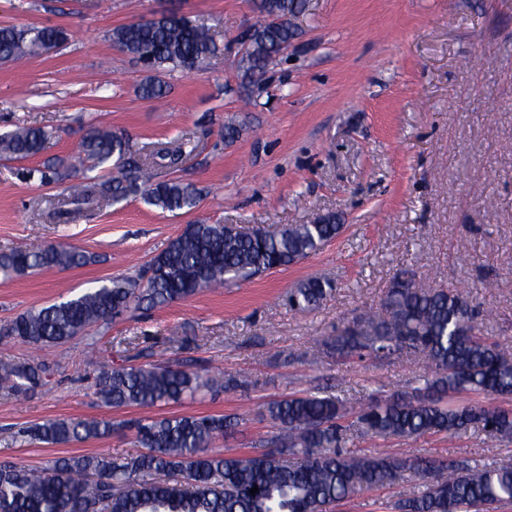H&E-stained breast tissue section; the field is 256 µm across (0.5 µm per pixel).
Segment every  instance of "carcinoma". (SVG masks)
<instances>
[{"label":"carcinoma","mask_w":512,"mask_h":512,"mask_svg":"<svg viewBox=\"0 0 512 512\" xmlns=\"http://www.w3.org/2000/svg\"><path fill=\"white\" fill-rule=\"evenodd\" d=\"M262 16L247 36L240 59L252 87L282 50L296 39L291 17L301 0H257ZM57 46L67 33L56 26L0 27V61H20L43 52L46 40ZM112 41L134 59L148 60L157 77L141 87L143 96L161 98L159 76L203 64L219 47L209 27L176 15L135 21L113 29ZM53 130L18 127L0 135V157L24 160L39 154ZM92 170L110 161L121 176L100 185L119 201L141 193L163 212L193 210L200 192L178 179L153 180L159 167L178 165L184 145L160 147L152 162L132 159L121 134L100 128L82 143ZM65 161L45 166L46 184L64 179ZM342 229L333 214L313 224H290L277 234L231 232L225 224H188L155 256L144 275L116 277L66 301L17 316L0 327V342L17 340L50 346L96 324H108L143 305L162 308L203 289L249 280L303 259L335 239ZM91 257L63 245L33 246L0 254V273L24 275L36 269L84 266ZM333 291L332 283L308 279L288 294L289 309L305 312ZM321 353L349 362L423 356L426 395L407 392L376 398L348 409V400L318 393L289 395L267 403L270 420L287 436L266 440L251 456H226L213 442L237 424L226 415L141 417L114 423L106 418L54 419L28 435L46 444L104 438L134 431L143 451L133 456L73 455L48 470L0 462V512H330L351 494L393 483L413 472L422 490L394 504L397 512H486L512 503V466L471 468L463 462L407 460L385 454L352 455L345 445L354 436L378 438L455 434L480 429L512 438V411L491 403H456L453 395H512V345L485 333L467 288L448 289L423 282L413 273L396 275L379 309L354 327L336 329L319 343ZM47 365L35 359L0 362V390L20 396L42 385ZM237 385L233 378L202 375L180 366L145 363L114 367L100 374L95 396L109 408H154L214 387ZM352 421L343 424L346 417ZM258 487L252 494L250 489Z\"/></svg>","instance_id":"obj_1"}]
</instances>
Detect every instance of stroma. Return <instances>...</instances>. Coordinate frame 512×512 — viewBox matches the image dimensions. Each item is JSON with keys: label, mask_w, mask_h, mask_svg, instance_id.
Segmentation results:
<instances>
[{"label": "stroma", "mask_w": 512, "mask_h": 512, "mask_svg": "<svg viewBox=\"0 0 512 512\" xmlns=\"http://www.w3.org/2000/svg\"><path fill=\"white\" fill-rule=\"evenodd\" d=\"M179 13L215 33L205 65L166 75L163 100L112 41L114 28ZM258 14L253 0H0V26L63 28L65 44L22 63L0 62V134L47 126L41 154L0 159V252L63 244L92 254L74 269L0 275V326L29 310L81 295L117 276L136 277L185 224L280 229L332 213L342 226L321 250L250 281L202 290L162 309H139L47 348L50 371L28 396L0 392V461L33 468L70 455L138 453L133 432L47 445L25 428L53 419L144 416L107 408L94 394L103 369L153 363L221 370L235 389L204 391L155 408L158 416L224 414L237 426L215 442L252 455L280 435L264 405L319 389L344 398L423 387L416 364L336 356L312 359L316 339L378 306L409 270L471 289L485 331L512 344V0H306L297 39L278 55L264 90L244 106L239 61ZM234 125V140L224 137ZM94 128L122 133L135 158L183 141L181 163L161 169L201 191L197 208L168 213L132 195L77 204L65 183L22 169L76 156ZM319 277L333 292L297 313L288 293ZM357 455L512 464V439L470 429L350 441ZM417 488L406 472L363 489L334 512H385Z\"/></svg>", "instance_id": "obj_1"}]
</instances>
